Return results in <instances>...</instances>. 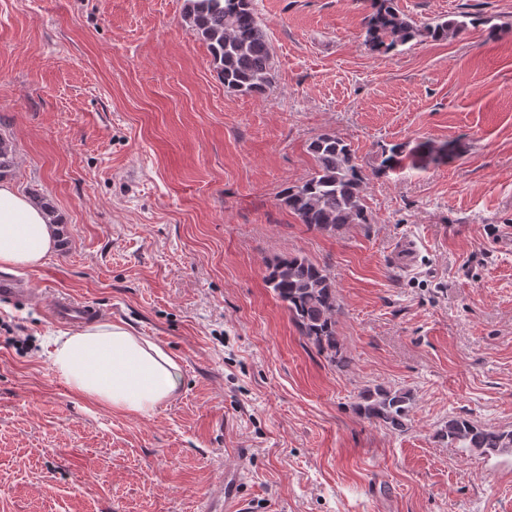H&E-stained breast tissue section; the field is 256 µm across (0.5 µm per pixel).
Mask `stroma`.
<instances>
[{
	"instance_id": "35a3bbf8",
	"label": "stroma",
	"mask_w": 512,
	"mask_h": 512,
	"mask_svg": "<svg viewBox=\"0 0 512 512\" xmlns=\"http://www.w3.org/2000/svg\"><path fill=\"white\" fill-rule=\"evenodd\" d=\"M185 0H0V133L12 181L59 218V248L0 303V512H201L240 475L249 512H512V455L437 433L512 430V0H398L417 25L497 24L384 54L360 0H253L268 95L228 91ZM335 133L371 169L372 223L329 236L279 200ZM452 144L448 158L429 151ZM328 268L348 367L300 336L265 282L274 257ZM63 294L181 368L147 415L53 371ZM412 397L408 429L360 418L366 384ZM403 144H393L391 147H381V160L372 169L371 176L377 179L387 178L403 163L406 154ZM439 436L450 445L485 457L512 454V431L487 429L462 416H449Z\"/></svg>"
}]
</instances>
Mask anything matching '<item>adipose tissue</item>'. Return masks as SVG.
Listing matches in <instances>:
<instances>
[{
	"label": "adipose tissue",
	"instance_id": "ef3b65f1",
	"mask_svg": "<svg viewBox=\"0 0 512 512\" xmlns=\"http://www.w3.org/2000/svg\"><path fill=\"white\" fill-rule=\"evenodd\" d=\"M59 247L45 212L0 182V267L33 268ZM54 372L78 394L135 414L152 412L180 385V366L160 345L102 322L53 341Z\"/></svg>",
	"mask_w": 512,
	"mask_h": 512
}]
</instances>
